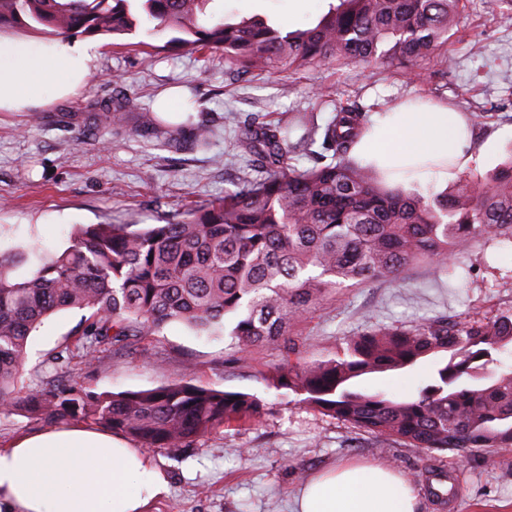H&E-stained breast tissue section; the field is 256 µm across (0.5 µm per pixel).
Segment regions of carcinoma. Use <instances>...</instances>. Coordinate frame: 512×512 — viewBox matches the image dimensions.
I'll use <instances>...</instances> for the list:
<instances>
[{"label":"carcinoma","mask_w":512,"mask_h":512,"mask_svg":"<svg viewBox=\"0 0 512 512\" xmlns=\"http://www.w3.org/2000/svg\"><path fill=\"white\" fill-rule=\"evenodd\" d=\"M215 0H0V29L56 36L125 35L144 27L197 50L224 52L236 73L299 71L329 64L448 65L441 49L462 0H338L305 29L282 31L261 18L230 22ZM129 106H103L97 120H125ZM363 108L340 105L323 124L296 112L286 123L257 114L238 122L248 153L235 189L147 229L82 226L60 253L0 251V413L25 410L47 422L73 418L122 433L152 450H178L239 419H259L254 396L192 382L89 394L69 370L54 388L25 384L26 346L50 316H89L75 331L92 360L101 348L131 350L173 322L224 334L241 354L279 341L339 288L392 279L412 263L446 260L479 236L512 239V155L488 177L430 198L383 187L352 156ZM141 132L181 151L210 146L212 130L184 133L155 112ZM312 165H293L297 153ZM512 346V312L462 322L445 317L371 328L346 340L343 355L275 369L270 384L376 438L426 451L512 447V367L494 355ZM449 354L432 383L403 398L357 388L373 374L415 368Z\"/></svg>","instance_id":"carcinoma-1"}]
</instances>
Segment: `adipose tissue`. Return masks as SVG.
<instances>
[{
  "label": "adipose tissue",
  "mask_w": 512,
  "mask_h": 512,
  "mask_svg": "<svg viewBox=\"0 0 512 512\" xmlns=\"http://www.w3.org/2000/svg\"><path fill=\"white\" fill-rule=\"evenodd\" d=\"M92 45L42 46L0 38V112L76 96L95 67ZM464 113L444 101L407 100L375 113L352 154L387 184L448 179L474 159ZM155 459L107 432L71 425L0 448V512H146L168 493ZM411 477L379 462L346 460L310 476L293 512H417Z\"/></svg>",
  "instance_id": "adipose-tissue-1"
}]
</instances>
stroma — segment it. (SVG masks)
Masks as SVG:
<instances>
[{"label": "stroma", "instance_id": "1", "mask_svg": "<svg viewBox=\"0 0 512 512\" xmlns=\"http://www.w3.org/2000/svg\"><path fill=\"white\" fill-rule=\"evenodd\" d=\"M294 6L295 0H225L224 13L235 21L260 15L291 31L316 23L328 9L327 0H307L300 12ZM504 8V0H464L448 39L453 65L445 73L430 61L412 69L351 64L239 76L219 51L205 57L182 46L161 51L157 39L140 31L93 37L99 56L78 96L35 115L0 112V247L60 252L80 226L145 229L222 198L241 175L217 162L239 149L236 130L224 126L228 112H260L271 121L313 112L324 120L339 103L356 101L375 113L407 97L441 99L470 116L476 159L467 173L486 175L512 153V85L502 81L512 74V24L501 22ZM173 85L187 89L193 106L180 122L216 129L210 148L171 152L141 136L139 124L155 95ZM116 99L133 106L127 123L95 121ZM510 311L512 241L481 236L447 262L421 261L399 279L337 291L300 325L291 355L278 343L238 354L227 336H201L172 323L142 337L137 354L106 350L76 367L83 388L102 394L180 379L189 362L195 383L266 404L261 419L200 437L184 450L156 453L170 492L150 512H290L309 475L344 459L380 461L412 477L418 512H512V453L482 448L461 460L451 451L382 441L267 382L287 361L343 354L345 337L369 328ZM81 318L77 310L59 312L29 336L28 384L42 388L54 376L47 359L74 343Z\"/></svg>", "mask_w": 512, "mask_h": 512}]
</instances>
